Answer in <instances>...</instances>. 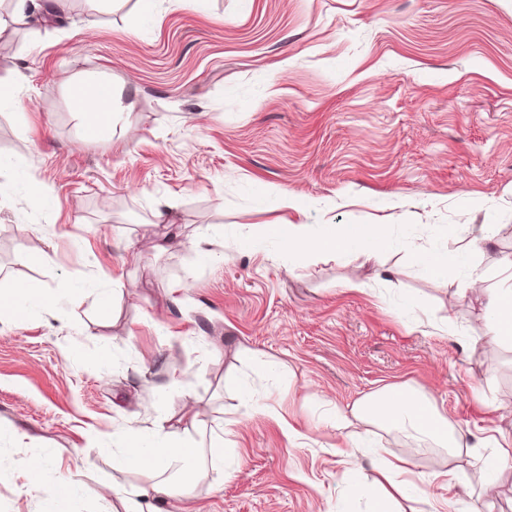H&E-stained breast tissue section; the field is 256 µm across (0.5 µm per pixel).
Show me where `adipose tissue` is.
Wrapping results in <instances>:
<instances>
[{"label":"adipose tissue","instance_id":"ef3b65f1","mask_svg":"<svg viewBox=\"0 0 512 512\" xmlns=\"http://www.w3.org/2000/svg\"><path fill=\"white\" fill-rule=\"evenodd\" d=\"M79 114L84 118L86 133L95 134L99 128L98 113L115 112L121 97L108 81L80 84L75 97ZM479 240L468 241L455 249H433L419 255L426 274L432 278H445L463 271L459 293L481 301L483 314L488 320L493 339L498 346L512 348V254L503 255L495 269L499 287H486V275L477 268V244L492 240L496 225L480 228ZM258 235L275 234L293 259H301L311 251L355 253L369 261H380L389 248V242L378 224L322 225L313 232L308 224H273L258 226ZM339 428L346 429L354 421L369 422L388 419L403 431L431 439L451 455H458L461 437L438 404L429 396L407 385H392L371 393L356 402L350 410L337 412ZM479 456L484 461L482 492L491 495L497 487L496 465L512 460V441L493 434L480 438ZM119 450L128 466L147 468L155 477L147 485L138 487L131 497L123 501L124 512H162V503L169 499L190 497L193 486L162 479L161 474L172 463L196 465L201 450L191 446L179 431L157 420L151 431L129 428ZM404 460L386 462L376 486L363 489V496L374 501L373 512H387L386 505L404 492L409 484Z\"/></svg>","mask_w":512,"mask_h":512}]
</instances>
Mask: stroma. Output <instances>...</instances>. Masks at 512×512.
<instances>
[{
	"mask_svg": "<svg viewBox=\"0 0 512 512\" xmlns=\"http://www.w3.org/2000/svg\"><path fill=\"white\" fill-rule=\"evenodd\" d=\"M157 9L143 22L139 0H70L29 22L0 0V79L21 86L0 106V281L60 296L0 323V512H115L104 486L126 493L148 477L114 449L160 418L225 446L223 463L171 474L194 479V512H370L358 489L380 459L347 476L337 410L407 383L471 445L485 377L512 409V351L457 278L409 258L439 228L453 249L488 223L499 231L481 270L512 253V0ZM105 79L133 106L89 137L72 90ZM167 199L177 207L161 224ZM299 223L379 224L392 248L378 264L294 262L278 238H253ZM215 226L197 255L192 241ZM148 238L165 251L133 249ZM353 429L407 460L413 488L396 512L439 497L458 512L481 491L471 456L382 419ZM35 465L76 489L46 502L28 487ZM451 467L458 484H429Z\"/></svg>",
	"mask_w": 512,
	"mask_h": 512,
	"instance_id": "obj_1",
	"label": "stroma"
}]
</instances>
